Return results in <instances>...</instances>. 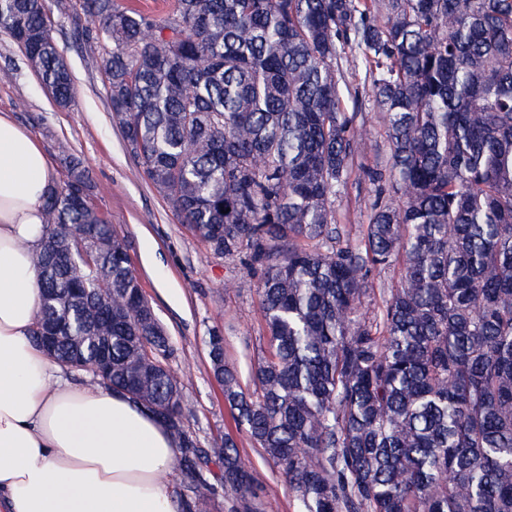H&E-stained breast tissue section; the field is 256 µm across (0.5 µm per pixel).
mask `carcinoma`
<instances>
[{
	"label": "carcinoma",
	"mask_w": 512,
	"mask_h": 512,
	"mask_svg": "<svg viewBox=\"0 0 512 512\" xmlns=\"http://www.w3.org/2000/svg\"><path fill=\"white\" fill-rule=\"evenodd\" d=\"M75 9L153 189L214 254L262 268L270 350L255 390L216 332L211 368L296 512H512V0H177L161 22L118 0ZM0 32L69 107L45 0H0ZM359 68L387 150L364 169L371 214L354 244L336 198L369 140L344 78ZM58 153L33 339L59 327L54 362L168 428L179 512H213L219 491L228 512H256L233 437L210 452L185 428L127 242L84 201L91 179L68 143ZM395 266L367 312L372 271ZM98 358L111 373L84 368Z\"/></svg>",
	"instance_id": "obj_1"
}]
</instances>
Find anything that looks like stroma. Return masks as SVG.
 Wrapping results in <instances>:
<instances>
[{"mask_svg": "<svg viewBox=\"0 0 512 512\" xmlns=\"http://www.w3.org/2000/svg\"><path fill=\"white\" fill-rule=\"evenodd\" d=\"M74 2L46 0L53 37L72 71L76 95L71 106L57 105L18 44L0 34V69L12 71L10 79L0 78V113H10L39 141L50 158L53 180L65 177L58 142H68L82 159L93 178L91 201L125 237L142 293L170 340V364L180 379L182 398L192 408L189 428L204 448L232 435L252 471L259 512H295L281 468L237 428L210 370L208 340L216 331L244 387H252V368L269 348L256 293L258 274L240 259L214 255L125 153L100 65L84 56L75 39ZM370 205L360 176H352L336 200L340 223H367Z\"/></svg>", "mask_w": 512, "mask_h": 512, "instance_id": "1", "label": "stroma"}]
</instances>
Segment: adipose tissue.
Returning a JSON list of instances; mask_svg holds the SVG:
<instances>
[{
	"instance_id": "ef3b65f1",
	"label": "adipose tissue",
	"mask_w": 512,
	"mask_h": 512,
	"mask_svg": "<svg viewBox=\"0 0 512 512\" xmlns=\"http://www.w3.org/2000/svg\"><path fill=\"white\" fill-rule=\"evenodd\" d=\"M51 162L0 113V512H177L179 451L125 394L66 378L33 342Z\"/></svg>"
}]
</instances>
